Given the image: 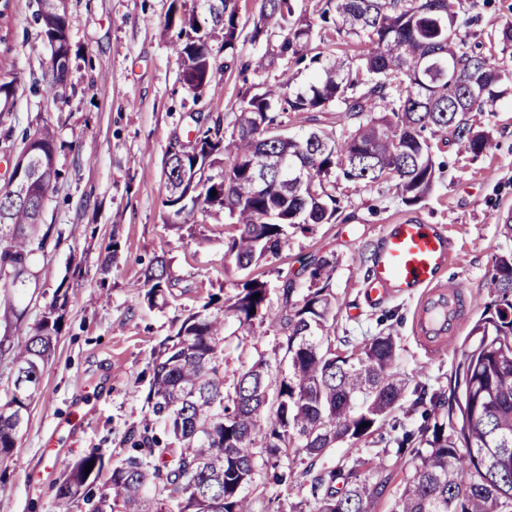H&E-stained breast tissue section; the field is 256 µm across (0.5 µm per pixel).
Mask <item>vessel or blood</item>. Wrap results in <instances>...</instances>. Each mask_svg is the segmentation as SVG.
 <instances>
[{
    "label": "vessel or blood",
    "mask_w": 512,
    "mask_h": 512,
    "mask_svg": "<svg viewBox=\"0 0 512 512\" xmlns=\"http://www.w3.org/2000/svg\"><path fill=\"white\" fill-rule=\"evenodd\" d=\"M452 262L444 231L409 219L386 227L367 279L366 292L374 301L417 294L412 332L431 355L450 350L474 305L475 294L461 278H445Z\"/></svg>",
    "instance_id": "vessel-or-blood-1"
}]
</instances>
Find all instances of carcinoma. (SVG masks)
<instances>
[{"mask_svg": "<svg viewBox=\"0 0 512 512\" xmlns=\"http://www.w3.org/2000/svg\"><path fill=\"white\" fill-rule=\"evenodd\" d=\"M63 0H39V36L51 50L45 92L57 94L68 71L70 26ZM317 25L295 16L292 0H261L252 40L274 27L285 33L282 49L311 71L302 89L293 80L246 90L225 134L224 117L199 115L201 131L168 151L163 206L173 224H195L200 215L226 214L236 234L227 255L246 270L279 257L287 227L336 220V180L385 184L405 204L430 191L435 151L454 146L486 155L490 136L469 124L466 112H483L500 97L496 53H475L461 30L473 17L455 0H324ZM181 81L190 89L211 82L216 57L210 40L224 37V67H259L237 55L239 18L234 0H197L190 13L172 11ZM331 42L326 54L315 42ZM459 65L474 77L473 91L448 87L423 75L426 56ZM17 80L0 81V111L11 108ZM288 112H334L354 131L338 137L313 129L283 132ZM382 116L375 118L373 113ZM54 133L43 128L24 143L9 186L0 194V277L14 288L30 281L35 256L45 251L53 227L41 223L44 203L58 180ZM216 196H211V191ZM311 282L300 295L290 282L274 312L268 283L247 278L225 300L211 295L168 336L149 365L147 415L131 429L129 450L112 466L99 493L110 512H252L245 490L254 483L257 456L276 468L280 484L307 478L315 512H374L391 479L386 456L367 455L368 440L401 407L405 380L394 370L393 337L375 336L361 346L336 348L331 289L334 261L312 262ZM167 262L155 258L144 272L143 302L153 306L169 292ZM494 304L485 306L462 341L448 380V396L435 395L423 423L385 442L396 457L410 456L412 475L392 512H512V254L494 260L488 282ZM232 315L250 332L269 320L286 335L288 374L273 377L265 360L253 363L233 387H224V320ZM61 330L57 303L19 344L0 339V353L16 369L13 396L0 405V466L17 454L28 409L45 362ZM338 442L351 446L342 463L315 469ZM100 470L91 453L64 466L54 512H70L71 500L88 485L86 465Z\"/></svg>", "mask_w": 512, "mask_h": 512, "instance_id": "cac0c4a2", "label": "carcinoma"}]
</instances>
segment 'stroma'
I'll return each mask as SVG.
<instances>
[{
  "label": "stroma",
  "instance_id": "obj_1",
  "mask_svg": "<svg viewBox=\"0 0 512 512\" xmlns=\"http://www.w3.org/2000/svg\"><path fill=\"white\" fill-rule=\"evenodd\" d=\"M243 25L237 54L262 59L257 70L218 68L201 97L180 80L179 64L160 31L170 6L191 11L196 0H67L70 60L62 97L42 92L51 52L34 16L38 0H8L0 6V81L17 80L10 111L0 114V188L8 183L24 134L48 125L56 132L55 165L61 177L43 210L53 227L51 243L37 255L25 291L0 287V311L20 310V320L0 318V336H30L56 295H64L61 331L32 402L17 454L0 469V512H53L62 482L61 464L91 451L103 457L91 485L99 493L109 479L124 437L139 425L150 379L148 364L159 343L198 311L208 295L227 297L247 275L268 282L269 305L279 308L280 292L295 283L305 293V265L322 255L336 258L330 287L336 303V335L356 345L392 335L395 365L409 388L400 409L381 429L383 437L418 427L414 388L443 393L459 356L450 349L430 356L411 331L415 298L367 303L363 281L387 225L417 219L444 228L454 251L450 272L478 291L469 320H476L493 297L485 283L494 259L512 252V48L499 53L506 89L492 111L469 113L475 129L488 132L495 149L478 157L455 147L436 155L440 171L431 191L405 205L381 184L341 181V209L332 224L292 231L280 256L250 271L227 256L234 229L224 220L172 224L162 201L167 195L164 162L173 137H193L201 113L231 116L246 88L262 89L286 79L303 85L282 55L283 37L274 32L252 41L250 28L259 0H235ZM473 16L468 40L488 46L491 34L512 25V0H460ZM114 260L108 274L100 265ZM169 262L171 293L166 303H140L143 271L155 257ZM234 319L224 328V385L263 359L280 369L285 334L270 323L242 337ZM270 465L259 464L250 490L253 512H311L306 485H279Z\"/></svg>",
  "mask_w": 512,
  "mask_h": 512
}]
</instances>
